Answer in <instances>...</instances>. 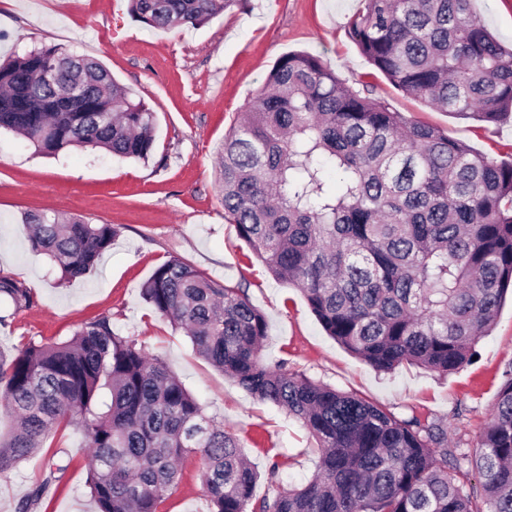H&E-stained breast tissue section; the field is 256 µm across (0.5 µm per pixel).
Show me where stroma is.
<instances>
[{
  "instance_id": "stroma-1",
  "label": "stroma",
  "mask_w": 512,
  "mask_h": 512,
  "mask_svg": "<svg viewBox=\"0 0 512 512\" xmlns=\"http://www.w3.org/2000/svg\"><path fill=\"white\" fill-rule=\"evenodd\" d=\"M364 0H247L198 27L170 32L134 18L127 0H0V59L57 46L90 56L130 87L154 112L148 159L102 150L44 156L15 134L0 131V272L32 289L35 304L20 311L0 302V353L15 355L28 339L69 340L85 322L108 314L112 328L159 357L207 414L223 417L250 463L277 466L281 485L306 484L317 466L315 442L295 419L257 400L195 352L183 330L142 296V286L177 257L226 285L245 283L268 322L267 364L379 402L397 417L444 425L449 447L462 459L458 478L478 484L467 455L488 419L507 370L512 369V295L480 337L476 360L441 376L403 365L377 372L328 336L303 295L275 280L224 219L215 160L238 112L247 107L284 53L317 56L353 88L405 117L447 132L489 160L512 159V122L487 125L440 111L404 94L378 72L349 37L347 22ZM477 17L504 46L512 45V0H474ZM29 210L83 215L118 225L119 234L85 277L61 280L49 258L32 251L21 216ZM83 432L68 426L44 449L0 474V512H17L36 487L52 512H97L87 468L77 459ZM70 457L50 479L48 454ZM166 512H208L198 461L186 462Z\"/></svg>"
}]
</instances>
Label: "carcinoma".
<instances>
[{"label":"carcinoma","mask_w":512,"mask_h":512,"mask_svg":"<svg viewBox=\"0 0 512 512\" xmlns=\"http://www.w3.org/2000/svg\"><path fill=\"white\" fill-rule=\"evenodd\" d=\"M243 2L129 0V10L171 31ZM472 2L364 0L348 31L397 89L496 124L512 118V48ZM1 129L44 155L91 148L145 160L155 116L104 65L54 46L0 62ZM216 168L224 218L349 352L380 372L415 365L448 374L473 360L512 288V162L488 160L292 51L224 135ZM22 223L63 279L90 273L118 234L113 224L44 210L25 212ZM142 296L206 362L302 424L319 453L312 478L286 489L274 464L265 479L275 493L254 499L260 473L224 419L115 333L108 314L61 344L31 338L11 359L0 355V406L16 422L0 444V474L75 425L87 438L98 512H161L190 457L210 512H512V372L471 453L482 511L455 477L442 425L399 419L283 363L264 364L267 320L245 289L172 257ZM0 298L16 312L35 304L10 275L0 274Z\"/></svg>","instance_id":"1"}]
</instances>
